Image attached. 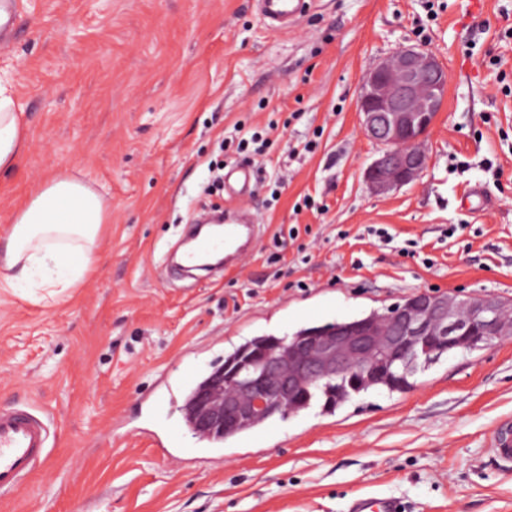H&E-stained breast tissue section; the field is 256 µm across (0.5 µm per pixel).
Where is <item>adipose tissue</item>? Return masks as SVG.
I'll use <instances>...</instances> for the list:
<instances>
[{
  "mask_svg": "<svg viewBox=\"0 0 512 512\" xmlns=\"http://www.w3.org/2000/svg\"><path fill=\"white\" fill-rule=\"evenodd\" d=\"M10 83L0 76V172L13 170L26 146ZM107 219L104 196L79 177L62 174L39 185L11 214V231L0 247V288L36 280L49 288L75 287L93 268Z\"/></svg>",
  "mask_w": 512,
  "mask_h": 512,
  "instance_id": "obj_1",
  "label": "adipose tissue"
}]
</instances>
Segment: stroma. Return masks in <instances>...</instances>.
<instances>
[{"label":"stroma","instance_id":"1","mask_svg":"<svg viewBox=\"0 0 512 512\" xmlns=\"http://www.w3.org/2000/svg\"><path fill=\"white\" fill-rule=\"evenodd\" d=\"M22 3L0 69L29 147L0 173V243L62 172L112 212L76 287L0 288V409L32 407L55 431L0 512H345L364 493L512 512L490 447L512 417V337L443 356L403 392L316 401L209 447L181 432L186 390L252 337L417 293L512 303V0H311L285 32L255 0ZM402 46L436 55L448 96L421 177L376 195L357 98ZM237 123L265 137L259 153L221 150ZM212 161L258 169L240 205L262 238L239 271L170 281L160 263L192 214L230 203Z\"/></svg>","mask_w":512,"mask_h":512}]
</instances>
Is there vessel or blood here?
<instances>
[{"label": "vessel or blood", "mask_w": 512, "mask_h": 512, "mask_svg": "<svg viewBox=\"0 0 512 512\" xmlns=\"http://www.w3.org/2000/svg\"><path fill=\"white\" fill-rule=\"evenodd\" d=\"M265 23L274 30H285L305 13L307 0H257ZM254 173L249 165L239 164L224 174V188L237 198L252 196ZM258 235L248 224L242 209L226 208L224 231L215 238L198 240L188 254L189 263L201 257L223 254L225 269L236 268L244 248ZM50 429L37 414L18 409L0 410V495L15 491L36 464L48 455ZM493 453L503 462H512V425H498L494 432ZM348 512H406L405 504L396 497L361 496L351 501Z\"/></svg>", "instance_id": "obj_1"}]
</instances>
